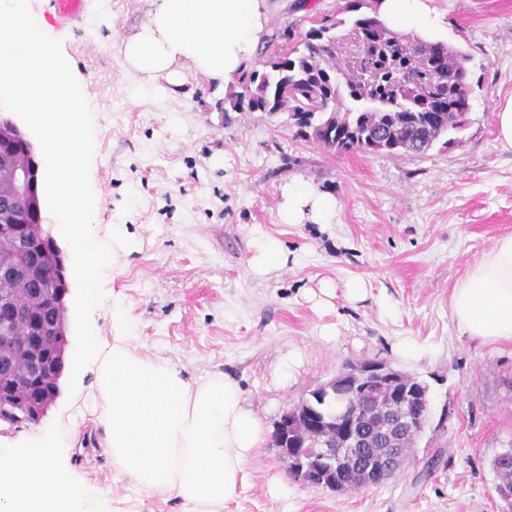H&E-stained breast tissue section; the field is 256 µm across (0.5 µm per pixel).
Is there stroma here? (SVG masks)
<instances>
[{"label":"stroma","instance_id":"1","mask_svg":"<svg viewBox=\"0 0 512 512\" xmlns=\"http://www.w3.org/2000/svg\"><path fill=\"white\" fill-rule=\"evenodd\" d=\"M450 48L468 55L471 110L450 146L425 154L336 152L303 140L284 112H226L238 81L216 87L184 64V86L166 95L122 63V43L146 21L147 0H85L61 22L43 0L30 9L50 25L95 105L90 181L101 195L97 238L112 229L104 299L91 323L112 336L120 308L143 354L187 376L229 374L266 430L317 384L349 363L387 361L429 387L431 416L402 470L348 492L313 488L265 442L227 512H512L492 464L512 445V343L459 335L453 290L512 235V151L501 150L493 112L512 97V0H432ZM346 0H269L256 55L275 56ZM304 179L335 197L330 224H283L282 189ZM277 239L288 261L259 275L257 240ZM364 281L363 297L346 284ZM407 338L419 359L395 349ZM63 462L111 493L115 512H182L165 494L139 495L114 481L96 440Z\"/></svg>","mask_w":512,"mask_h":512}]
</instances>
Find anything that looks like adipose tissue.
I'll use <instances>...</instances> for the list:
<instances>
[{"label":"adipose tissue","mask_w":512,"mask_h":512,"mask_svg":"<svg viewBox=\"0 0 512 512\" xmlns=\"http://www.w3.org/2000/svg\"><path fill=\"white\" fill-rule=\"evenodd\" d=\"M267 11L268 0H149L146 21L124 42L123 64L175 87L186 61L204 79L228 82L252 53ZM376 11L394 32L426 41L448 37L428 0H378ZM282 197L281 223L329 224L336 216L335 198L313 183L291 182ZM451 318L461 335L480 343L512 341V235L458 282ZM112 332L106 339L86 330L66 370L117 477L176 497L183 512H224L266 441L238 383L222 373L192 379L175 362L138 353L121 311L112 313ZM79 436L75 428L37 426L22 453L0 452V512H105L106 495L89 496L58 463Z\"/></svg>","instance_id":"ef3b65f1"}]
</instances>
